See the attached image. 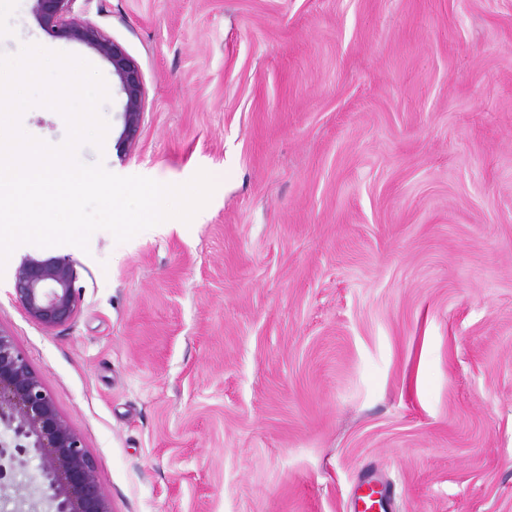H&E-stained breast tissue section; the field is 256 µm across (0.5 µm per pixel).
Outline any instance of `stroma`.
<instances>
[{"label":"stroma","instance_id":"1","mask_svg":"<svg viewBox=\"0 0 512 512\" xmlns=\"http://www.w3.org/2000/svg\"><path fill=\"white\" fill-rule=\"evenodd\" d=\"M138 65L139 146L111 64L0 0V55L107 81L78 158L182 185L191 220L88 250L19 246L0 330L80 435L110 512H512V0H73ZM24 131L52 145L63 117ZM76 263L47 331L22 256Z\"/></svg>","mask_w":512,"mask_h":512}]
</instances>
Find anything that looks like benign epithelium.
I'll use <instances>...</instances> for the list:
<instances>
[{"label":"benign epithelium","instance_id":"7a95c632","mask_svg":"<svg viewBox=\"0 0 512 512\" xmlns=\"http://www.w3.org/2000/svg\"><path fill=\"white\" fill-rule=\"evenodd\" d=\"M42 18L68 40L86 45L112 65L124 95L121 141L137 146L145 92L137 65L124 48L93 23L71 15L72 0H36ZM76 270L65 257L25 255L14 273V298L25 314L52 330L71 323L79 310ZM0 447L14 448L0 464V490H13L12 512H110L97 485L96 469L81 437L61 417L54 401L10 335L0 330ZM39 460L38 475L15 480L24 458Z\"/></svg>","mask_w":512,"mask_h":512}]
</instances>
